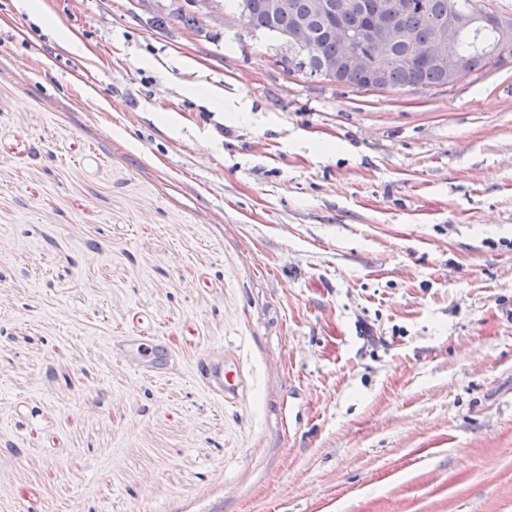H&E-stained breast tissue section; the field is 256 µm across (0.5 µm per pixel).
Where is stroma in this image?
Masks as SVG:
<instances>
[{"label":"stroma","mask_w":512,"mask_h":512,"mask_svg":"<svg viewBox=\"0 0 512 512\" xmlns=\"http://www.w3.org/2000/svg\"><path fill=\"white\" fill-rule=\"evenodd\" d=\"M22 4L0 512H512V58L364 91L220 5L42 0L76 54ZM213 0H188V4L195 11L202 15H210L215 7ZM182 12L179 21L186 30L195 31L200 28L204 16L198 15L194 12Z\"/></svg>","instance_id":"stroma-1"}]
</instances>
